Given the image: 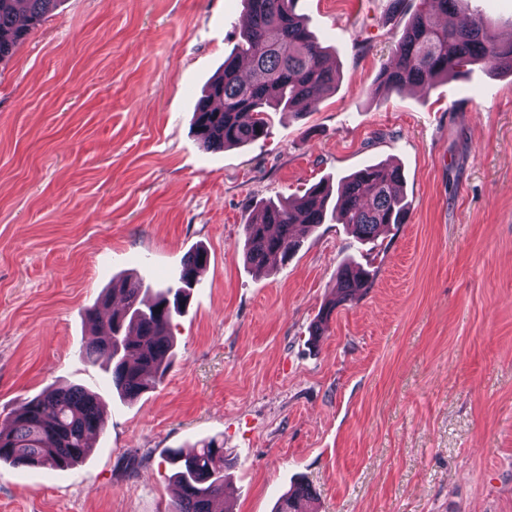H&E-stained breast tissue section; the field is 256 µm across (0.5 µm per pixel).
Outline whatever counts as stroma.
Returning a JSON list of instances; mask_svg holds the SVG:
<instances>
[{
  "label": "stroma",
  "instance_id": "35a3bbf8",
  "mask_svg": "<svg viewBox=\"0 0 512 512\" xmlns=\"http://www.w3.org/2000/svg\"><path fill=\"white\" fill-rule=\"evenodd\" d=\"M407 12L295 0L339 72L318 109L205 149L193 112L243 0H60L0 62V421L50 386L101 396L105 428L63 471L0 463V512H169L167 457L224 443L227 512H512V74L375 88ZM401 167L406 223L358 242L326 222L268 271L242 226L368 164ZM209 261L174 317L173 364L121 400L79 349L115 277ZM346 263L372 283L323 307ZM313 499V494L308 485H300L293 491L287 492L279 500L274 512H309L305 505Z\"/></svg>",
  "mask_w": 512,
  "mask_h": 512
}]
</instances>
